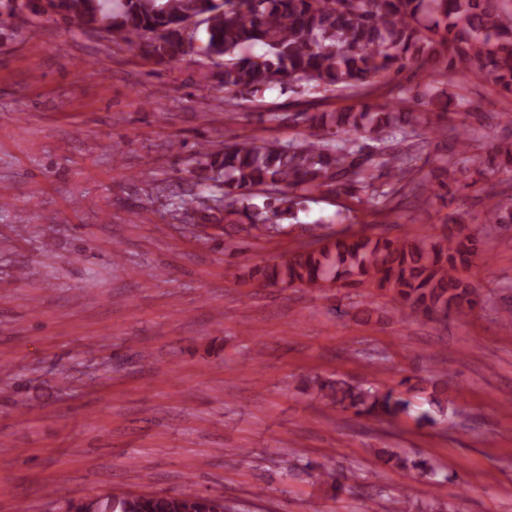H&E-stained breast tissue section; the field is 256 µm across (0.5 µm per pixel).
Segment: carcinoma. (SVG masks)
<instances>
[{
	"label": "carcinoma",
	"mask_w": 512,
	"mask_h": 512,
	"mask_svg": "<svg viewBox=\"0 0 512 512\" xmlns=\"http://www.w3.org/2000/svg\"><path fill=\"white\" fill-rule=\"evenodd\" d=\"M32 10L75 29L99 23L105 35L139 51L156 64L172 66L194 55L221 68L225 98L254 97L278 83H313L325 91L368 89L378 76L390 77L423 65L446 64L464 80L491 79L512 94V14L503 0H49ZM191 18L201 25L187 29ZM257 46L263 52L256 54ZM405 112H303L309 127L323 132L288 144L242 141L214 151L203 146L198 177L224 199V223L247 224L260 237L282 224L297 223L301 194L344 189L387 201L375 181L398 182L413 170L415 157L397 150L407 127L421 118V99L407 98ZM369 137L396 147L375 165L357 141ZM265 193L260 203L255 199ZM486 224H512V204L486 196ZM474 240L458 226L444 243L381 241L346 235L317 250L298 251L255 268L270 283L347 288L364 282L394 293L404 318L461 311L474 303V289L459 270ZM327 407L358 416L395 418L408 410L402 393L345 381H315ZM374 455L401 471L427 475V459L391 448ZM332 492L349 491L355 477L318 464ZM219 498L187 491L100 496L82 504L85 512H216Z\"/></svg>",
	"instance_id": "cac0c4a2"
}]
</instances>
